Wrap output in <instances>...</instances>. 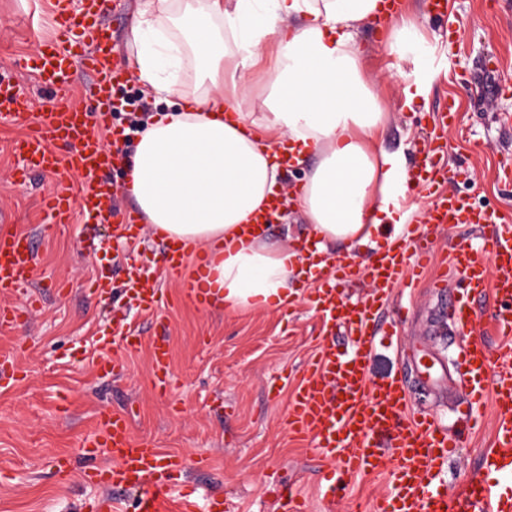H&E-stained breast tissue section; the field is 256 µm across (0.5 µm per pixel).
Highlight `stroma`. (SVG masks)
Masks as SVG:
<instances>
[{"label": "stroma", "instance_id": "stroma-1", "mask_svg": "<svg viewBox=\"0 0 512 512\" xmlns=\"http://www.w3.org/2000/svg\"><path fill=\"white\" fill-rule=\"evenodd\" d=\"M424 50L401 57L388 42V24L359 30L367 80L388 114L383 147L403 155L408 171L422 163V143L437 130L438 112L455 102L459 120L447 129L448 166L457 170L454 190L479 206L512 217V182L495 172L512 162V92L481 87L482 67L502 82L512 79V0H448L446 18L430 17L424 0H402ZM52 0H0V80L30 86L33 112L44 111L46 91L14 62L37 55L40 41L53 32ZM423 93L406 102L405 85ZM24 126L0 127V210L11 220L0 235L30 234L38 255L33 288L15 293L11 304L25 305L39 295L40 307L17 325L0 328V366H18L23 379L0 391V512H91L103 491L85 480L81 469L62 479L55 457L76 455L104 410L131 414L135 436L154 441L162 452L184 456L189 467L184 487L222 497L233 512H277L276 497L289 490L302 497L304 512H352L387 494L391 474L365 475L330 492L325 478L338 464L325 460L311 442L292 437L284 416L305 365L318 350L346 351L350 338L323 330L312 300L311 280L299 283L298 296L275 312L227 313L181 297L178 277L164 273L163 245L143 227L137 263L149 270L159 304L145 315L129 310L120 290L125 244L108 224H89L73 214L68 224H51L40 206L53 191L50 175L34 176L16 188L10 151ZM112 274L115 290L101 298L92 289L99 270ZM67 289L61 297L54 284ZM447 294L420 285L414 295L395 290L382 311L398 324L396 342L378 344L370 377L400 373L411 387L409 413H432L449 429H461L453 409L457 382L435 387L420 379L418 362L436 357L455 365L461 339L437 336L435 308ZM126 318L144 338L135 351L109 342L114 318ZM167 340L173 382L166 393L152 384L150 345ZM115 359L119 374L101 371ZM483 425L465 435L464 446L444 468L449 489L479 476L493 446L492 404L482 410Z\"/></svg>", "mask_w": 512, "mask_h": 512}]
</instances>
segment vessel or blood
<instances>
[{
    "instance_id": "vessel-or-blood-1",
    "label": "vessel or blood",
    "mask_w": 512,
    "mask_h": 512,
    "mask_svg": "<svg viewBox=\"0 0 512 512\" xmlns=\"http://www.w3.org/2000/svg\"><path fill=\"white\" fill-rule=\"evenodd\" d=\"M56 34L41 44L35 58L19 61L32 72L50 96L48 109L31 118V96L24 84L0 82V122L26 125L27 131L13 145L20 163L14 183L25 186L33 171L54 176L56 188L43 200L44 211L54 223H68L73 212L83 213L95 224L116 223L121 238L135 242L141 228L134 213L118 214L115 193L103 174L120 167L123 156L100 139L98 132L112 119V91L128 73L126 57L114 54L107 43L76 52L80 41L79 19L102 13L107 0H84L81 11L68 0H53ZM80 68L95 78L96 106L81 108L71 101V71ZM68 150L58 153L56 142ZM448 142L430 137L423 147V171L417 183L425 191L424 221L408 227L406 235L378 255L367 269L352 259L329 262L327 256L310 259L316 283L313 305L326 325L352 336L350 352L321 349L313 358L300 386L288 402L286 428L310 439L314 448L339 462L347 474L393 473L391 492L377 501L372 512H512V497L503 495L485 476L471 480L461 491L449 493L438 469L455 456L459 441L428 413L408 416L409 391L405 377L379 381L369 377L368 362L383 328L380 311L395 288L434 272L438 288L454 287L448 306V324L462 338L459 378L465 395L457 408L472 418L485 398H492L496 415L494 447L486 453V472L512 475V221L497 210L472 205L448 190L452 174L444 159ZM455 225L482 229L480 241L450 242L437 253L434 231ZM165 272L178 275L181 293L198 301L193 282L183 268L181 247L164 248ZM36 254L29 236L0 237V296L9 297L28 284L36 272ZM368 275L372 288L361 300L350 301L343 288ZM126 292L138 309L157 307V292L149 278L128 258ZM491 296L494 304L493 338L476 335L475 301ZM153 384L166 389L170 383L168 349L155 342L152 349ZM107 450L112 467L86 470L88 481L106 491L98 512H112L109 490L137 493V512H161L172 486L186 468L185 460L165 454L156 444L131 432L126 413L105 412L97 427L83 441V455L93 457Z\"/></svg>"
}]
</instances>
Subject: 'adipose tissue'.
<instances>
[{"label":"adipose tissue","instance_id":"ef3b65f1","mask_svg":"<svg viewBox=\"0 0 512 512\" xmlns=\"http://www.w3.org/2000/svg\"><path fill=\"white\" fill-rule=\"evenodd\" d=\"M381 11L379 0H139L133 70L145 93L180 105L141 133L132 197L226 312H272L297 294L299 251L263 230L240 234L278 187L279 154L306 168L297 205L318 251H352L401 212L405 161L379 145L387 114L356 39ZM187 60L189 87L177 77ZM259 68L270 90L260 118L251 110Z\"/></svg>","mask_w":512,"mask_h":512}]
</instances>
